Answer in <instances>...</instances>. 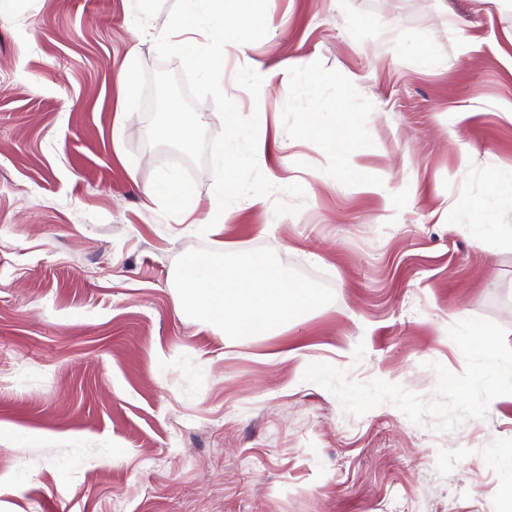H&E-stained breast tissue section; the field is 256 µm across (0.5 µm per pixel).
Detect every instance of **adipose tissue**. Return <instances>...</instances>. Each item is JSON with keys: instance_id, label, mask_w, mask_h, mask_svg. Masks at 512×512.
I'll return each mask as SVG.
<instances>
[{"instance_id": "ef3b65f1", "label": "adipose tissue", "mask_w": 512, "mask_h": 512, "mask_svg": "<svg viewBox=\"0 0 512 512\" xmlns=\"http://www.w3.org/2000/svg\"><path fill=\"white\" fill-rule=\"evenodd\" d=\"M233 2L235 7L229 10L224 0H179V9L169 22V36L176 38V46L182 50L190 45L189 35L198 34L205 38L206 51L193 54L192 60L216 91L224 89V58L232 54L239 63L237 88L240 92L247 94L256 86L275 85L280 89L281 98H290L292 88L289 82L279 80L277 71L262 69L247 54L246 34L260 25L259 19L248 9L249 0ZM224 112L229 139L225 149L219 153V160L226 177L204 212L201 222L205 225L227 223L240 204L254 207L266 203V196L260 191L254 192L247 200H240L233 178L239 164L263 157L265 139L245 135L235 106L225 105ZM310 130L314 137L324 139L326 148L334 152L337 174L355 175L356 167L352 160L355 144L350 133L337 129L335 118L323 112L317 113ZM142 194L150 202H165L174 211L197 206L191 186L175 172L165 175L158 184L143 187Z\"/></svg>"}]
</instances>
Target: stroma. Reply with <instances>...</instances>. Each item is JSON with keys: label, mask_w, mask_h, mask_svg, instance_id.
I'll return each mask as SVG.
<instances>
[{"label": "stroma", "mask_w": 512, "mask_h": 512, "mask_svg": "<svg viewBox=\"0 0 512 512\" xmlns=\"http://www.w3.org/2000/svg\"><path fill=\"white\" fill-rule=\"evenodd\" d=\"M248 55L290 101L216 99L161 34L178 0L0 8V512H512V383L485 379L469 324L512 354V0H253ZM302 59L305 73L288 67ZM135 60L115 127L114 74ZM264 126L265 190L220 234L145 207L177 170L220 187L223 101ZM199 122L188 148L173 110ZM336 113L361 177L335 176L312 112ZM270 247L332 302L229 339L183 311L185 252ZM166 126L167 137L178 144H188L194 136L198 115L194 112H174Z\"/></svg>", "instance_id": "stroma-1"}]
</instances>
